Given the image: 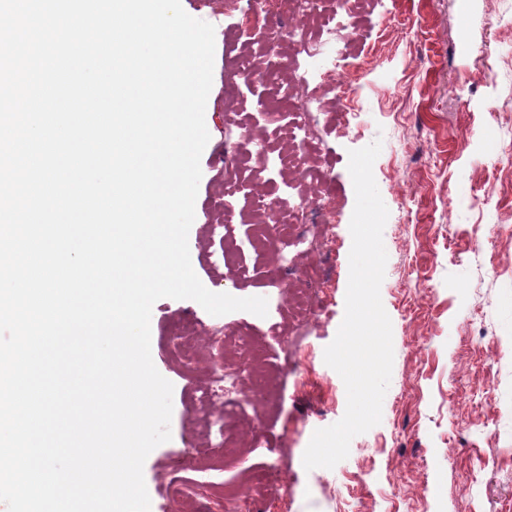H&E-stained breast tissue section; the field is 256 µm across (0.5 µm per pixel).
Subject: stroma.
Masks as SVG:
<instances>
[{"label": "stroma", "instance_id": "1", "mask_svg": "<svg viewBox=\"0 0 512 512\" xmlns=\"http://www.w3.org/2000/svg\"><path fill=\"white\" fill-rule=\"evenodd\" d=\"M215 28L213 84L205 110L210 140L188 245L204 286L268 301L261 318L237 311L208 314L192 300H158L151 313V355L174 386L171 435L147 457L150 512H211L209 482L238 484L235 512H512V0H371L348 41L329 37L326 52L299 57L295 71L261 69L244 83L245 50L263 52L278 35V54H295V23L286 6L266 0H181ZM497 67L486 77L483 59ZM296 55V54H295ZM341 67L350 90L336 107L321 78ZM293 81L298 101L316 96L312 119L319 148L305 152L313 176L292 179L276 158L293 144L278 87ZM373 165L389 210L381 299L393 328L394 363L378 425L355 436L334 468L305 470L315 430L345 413L341 377L324 362L345 311L355 193L349 152L373 141ZM254 195L313 204L299 233L313 258L272 241L248 275L225 264L212 236L231 220L238 245L263 216ZM498 228L473 239L475 225ZM304 288L314 310L294 316L293 291ZM247 330L252 348L273 367L266 386L227 408L195 409L198 390L219 366H236L234 348L213 340ZM198 352L182 369L173 334ZM493 388H485V374ZM241 430L231 453L218 448V420ZM275 463L288 472L253 496L246 479ZM183 494H167L168 485Z\"/></svg>", "mask_w": 512, "mask_h": 512}]
</instances>
